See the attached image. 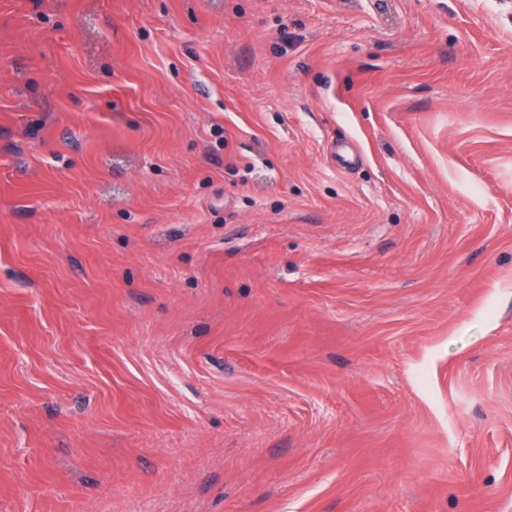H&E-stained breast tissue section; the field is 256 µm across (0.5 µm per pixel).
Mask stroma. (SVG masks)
I'll list each match as a JSON object with an SVG mask.
<instances>
[{"mask_svg": "<svg viewBox=\"0 0 512 512\" xmlns=\"http://www.w3.org/2000/svg\"><path fill=\"white\" fill-rule=\"evenodd\" d=\"M0 512H512V0H0Z\"/></svg>", "mask_w": 512, "mask_h": 512, "instance_id": "obj_1", "label": "stroma"}]
</instances>
